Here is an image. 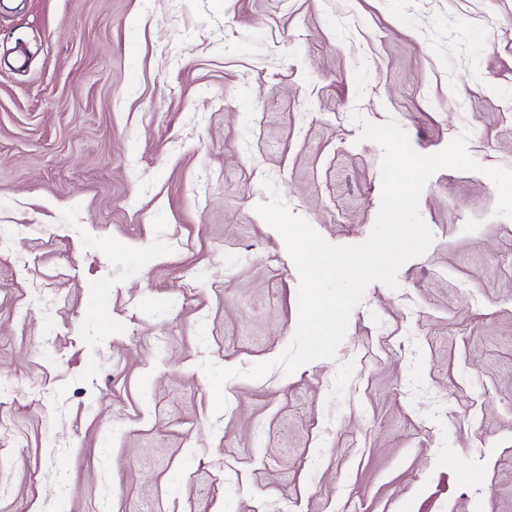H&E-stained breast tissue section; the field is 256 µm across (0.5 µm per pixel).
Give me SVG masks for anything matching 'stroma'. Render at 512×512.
I'll use <instances>...</instances> for the list:
<instances>
[{
    "mask_svg": "<svg viewBox=\"0 0 512 512\" xmlns=\"http://www.w3.org/2000/svg\"><path fill=\"white\" fill-rule=\"evenodd\" d=\"M395 120L512 169V0H0V512H512V219L426 185L429 249L335 358L279 356L299 276L271 180L364 242Z\"/></svg>",
    "mask_w": 512,
    "mask_h": 512,
    "instance_id": "stroma-1",
    "label": "stroma"
}]
</instances>
